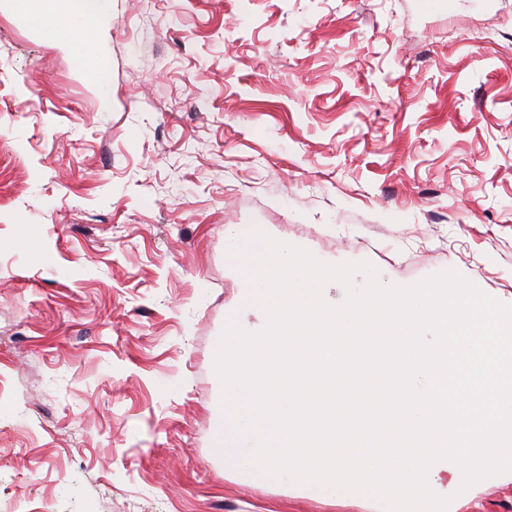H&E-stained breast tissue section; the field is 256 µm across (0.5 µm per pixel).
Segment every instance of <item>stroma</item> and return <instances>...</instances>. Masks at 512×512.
<instances>
[{"label": "stroma", "instance_id": "35a3bbf8", "mask_svg": "<svg viewBox=\"0 0 512 512\" xmlns=\"http://www.w3.org/2000/svg\"><path fill=\"white\" fill-rule=\"evenodd\" d=\"M41 18L0 6V512H376L213 454L265 324L224 236L511 301L512 0H112L99 73Z\"/></svg>", "mask_w": 512, "mask_h": 512}]
</instances>
